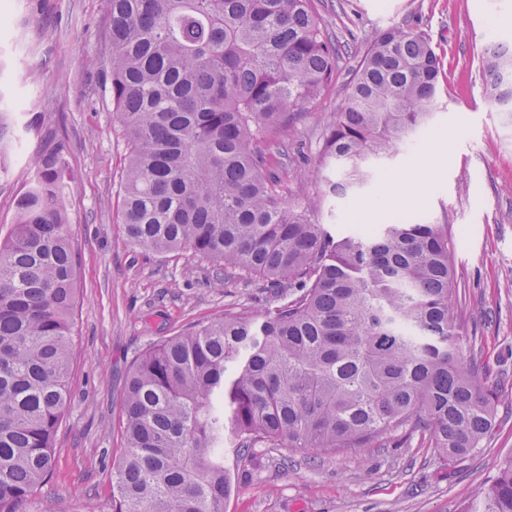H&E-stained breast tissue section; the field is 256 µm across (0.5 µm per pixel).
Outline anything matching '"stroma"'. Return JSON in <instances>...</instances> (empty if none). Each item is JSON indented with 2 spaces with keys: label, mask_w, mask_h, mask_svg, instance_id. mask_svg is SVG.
I'll use <instances>...</instances> for the list:
<instances>
[{
  "label": "stroma",
  "mask_w": 512,
  "mask_h": 512,
  "mask_svg": "<svg viewBox=\"0 0 512 512\" xmlns=\"http://www.w3.org/2000/svg\"><path fill=\"white\" fill-rule=\"evenodd\" d=\"M339 55L322 96L288 128L286 167L272 166L286 199L321 198L334 236L395 220L445 222L458 288L451 313L465 352L481 355L499 390L495 423L474 454L443 459L416 438L398 448L335 457L265 449L230 466L224 512H462L512 458V129L488 97L481 57L488 37L512 45V0H311ZM104 0H0V239L33 174L32 160L62 147L64 203L78 278L65 418L50 484L26 512H110L113 463L133 360L164 337L224 315L263 314L271 289L237 272L215 277L188 253L133 247L120 224L126 148L112 122L110 84L88 59L101 39ZM399 26L424 34L444 59L431 125L373 162L356 199L323 194L326 132L343 108L364 46ZM433 162L419 199L398 179Z\"/></svg>",
  "instance_id": "obj_1"
}]
</instances>
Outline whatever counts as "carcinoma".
Returning a JSON list of instances; mask_svg holds the SVG:
<instances>
[{"mask_svg":"<svg viewBox=\"0 0 512 512\" xmlns=\"http://www.w3.org/2000/svg\"><path fill=\"white\" fill-rule=\"evenodd\" d=\"M102 26L90 61L110 76L126 144L128 240L277 289L264 316L201 323L133 362L112 512H224L226 452L336 455L385 448L397 432L444 458L481 447L498 396L452 324L448 225L337 239L319 199L285 200L268 173L295 114L336 72L310 0H105ZM442 69L401 27L368 42L325 137L323 161L342 171L326 194L356 197L371 162L431 121ZM482 69L511 126L512 47L491 39ZM65 174L61 150L38 152L0 242V512H23L49 481L67 405L77 261ZM465 512H512V457Z\"/></svg>","mask_w":512,"mask_h":512,"instance_id":"cac0c4a2","label":"carcinoma"}]
</instances>
